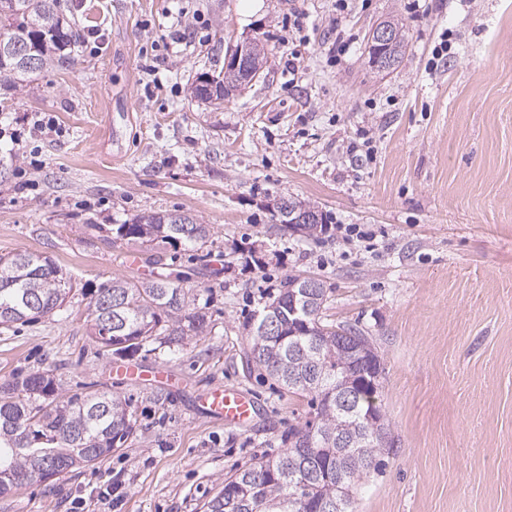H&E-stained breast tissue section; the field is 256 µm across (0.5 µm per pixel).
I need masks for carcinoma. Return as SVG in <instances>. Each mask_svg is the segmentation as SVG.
Returning <instances> with one entry per match:
<instances>
[{
    "label": "carcinoma",
    "instance_id": "1",
    "mask_svg": "<svg viewBox=\"0 0 512 512\" xmlns=\"http://www.w3.org/2000/svg\"><path fill=\"white\" fill-rule=\"evenodd\" d=\"M389 42L381 49L400 63L405 40L402 25L387 21ZM81 28L68 22L61 0H0V51L22 43L37 48L41 62L31 68L13 58H0V85L17 88L48 68H69V50ZM245 74L224 64V76L199 77L192 94L205 101H224L241 87ZM315 214L314 224H288V213L272 204V217L305 237L325 232L327 213L314 203L293 201ZM178 224L173 213L136 215L112 225L116 237L130 241L185 244L202 248L210 225L187 214ZM77 288L48 257L36 254L0 256V325L8 328L59 310ZM43 303L30 308L25 294ZM89 297L88 338L120 356H132L156 344L181 346L203 332L207 323L199 297L167 279L129 280L120 277L96 289L81 288ZM327 288L308 299L299 277L291 276L261 313L283 328L278 336L260 332L262 321L247 325L248 357L288 392L309 396L310 418L288 432V447L224 480L203 505V512H314L319 503L340 504L353 512V493L377 468L384 450L369 432V419L381 431L389 424L376 405L382 372L367 336L352 326L322 318ZM354 379L348 405L336 403V385ZM129 400L112 392L84 390L64 393L48 371H33L0 384V495L38 483L36 470L46 465L58 476L92 466L122 447L135 431ZM353 438L348 448L336 438Z\"/></svg>",
    "mask_w": 512,
    "mask_h": 512
}]
</instances>
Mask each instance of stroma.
I'll list each match as a JSON object with an SVG mask.
<instances>
[{
  "mask_svg": "<svg viewBox=\"0 0 512 512\" xmlns=\"http://www.w3.org/2000/svg\"><path fill=\"white\" fill-rule=\"evenodd\" d=\"M62 4L82 30L74 65L0 94V255L50 258L93 289L182 278L208 326L133 357L178 369V392L114 375L125 359L89 340L82 295L0 327V383L47 370L68 391L125 396L136 419L110 457L0 495V512H202L227 476L281 452L309 407L249 361L245 326L291 276L322 280L324 318L363 330L383 367L391 446L355 512H512V0ZM390 17L406 50L379 72L367 41ZM251 39L267 49L260 78L220 105L191 95ZM280 197L333 228L282 229L266 208ZM176 211L211 225L204 248L111 232ZM132 250L142 270L125 266ZM216 384L256 397L249 426L202 412Z\"/></svg>",
  "mask_w": 512,
  "mask_h": 512,
  "instance_id": "obj_1",
  "label": "stroma"
}]
</instances>
